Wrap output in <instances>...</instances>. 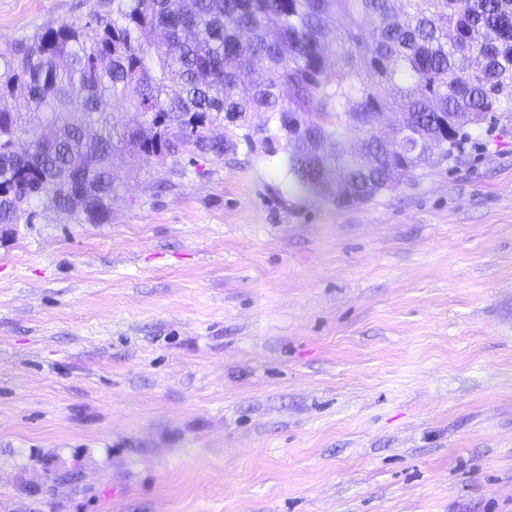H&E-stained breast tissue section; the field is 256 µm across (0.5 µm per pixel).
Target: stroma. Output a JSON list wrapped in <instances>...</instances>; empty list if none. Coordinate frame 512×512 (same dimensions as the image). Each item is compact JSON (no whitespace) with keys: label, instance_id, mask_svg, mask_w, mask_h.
I'll return each mask as SVG.
<instances>
[{"label":"stroma","instance_id":"stroma-1","mask_svg":"<svg viewBox=\"0 0 512 512\" xmlns=\"http://www.w3.org/2000/svg\"><path fill=\"white\" fill-rule=\"evenodd\" d=\"M266 122L0 241V512H512V117L348 206Z\"/></svg>","mask_w":512,"mask_h":512}]
</instances>
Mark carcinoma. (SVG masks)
<instances>
[{"instance_id":"carcinoma-1","label":"carcinoma","mask_w":512,"mask_h":512,"mask_svg":"<svg viewBox=\"0 0 512 512\" xmlns=\"http://www.w3.org/2000/svg\"><path fill=\"white\" fill-rule=\"evenodd\" d=\"M2 102L0 224L32 223L45 199L101 223L117 151L220 155L216 125L254 112L275 118L289 180L362 203L512 110V0H98L0 50ZM113 106L144 124L117 133ZM386 111L409 133L375 139Z\"/></svg>"}]
</instances>
